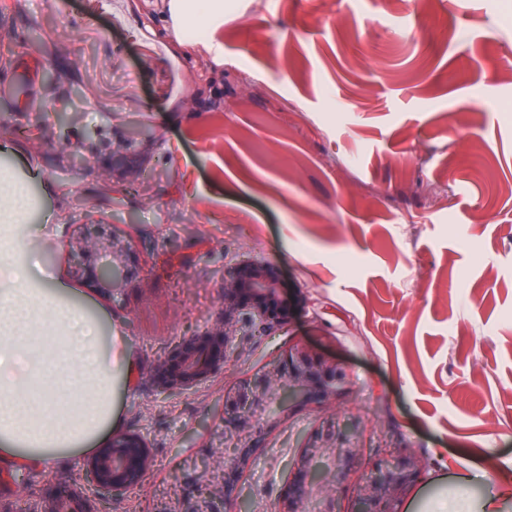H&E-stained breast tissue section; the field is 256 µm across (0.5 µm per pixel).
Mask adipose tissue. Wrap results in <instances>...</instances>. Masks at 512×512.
<instances>
[{
    "label": "adipose tissue",
    "instance_id": "ef3b65f1",
    "mask_svg": "<svg viewBox=\"0 0 512 512\" xmlns=\"http://www.w3.org/2000/svg\"><path fill=\"white\" fill-rule=\"evenodd\" d=\"M31 213L26 181L0 177V464L56 468L94 453L112 410V318L78 304L62 274L15 261Z\"/></svg>",
    "mask_w": 512,
    "mask_h": 512
}]
</instances>
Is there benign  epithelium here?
<instances>
[{"mask_svg": "<svg viewBox=\"0 0 512 512\" xmlns=\"http://www.w3.org/2000/svg\"><path fill=\"white\" fill-rule=\"evenodd\" d=\"M75 265L90 275L93 285L112 295L126 285L121 268L128 246L113 237L83 235L71 241ZM288 323V296L274 267L243 260L224 278V310L210 329L179 340L169 354L150 369L154 388L181 394L224 372L238 353L241 337L262 335ZM349 380L340 364L310 346L296 342L281 352L257 377L224 390V433L248 443L305 405L340 400ZM255 448H239L224 465V482L213 499L224 500L225 512H236L241 484ZM360 449L351 446L346 426L329 423L304 443L293 464V477L279 498L275 512H309L312 496L327 487L341 491L352 480ZM153 448L137 433H123L111 446L88 459L85 480L91 494L83 500L49 493L41 512H102L101 497L121 495L138 485L154 463ZM423 459L414 448L389 453L356 481L351 512H400L406 491L422 476Z\"/></svg>", "mask_w": 512, "mask_h": 512, "instance_id": "benign-epithelium-1", "label": "benign epithelium"}]
</instances>
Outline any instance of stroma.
<instances>
[{
	"mask_svg": "<svg viewBox=\"0 0 512 512\" xmlns=\"http://www.w3.org/2000/svg\"><path fill=\"white\" fill-rule=\"evenodd\" d=\"M208 46L167 0H0V169L31 181L25 244L112 311L123 433L163 467L103 512H194L224 476V391L303 342L346 369L347 395L264 436L247 512H273L300 446L348 426L366 471L415 448L400 512H446L480 450L512 477V0H224ZM153 136L133 142L129 129ZM136 157V179L105 172ZM62 232L43 238L39 215ZM103 227L141 273L107 296L68 252ZM270 263L287 325L245 337L223 374L158 394L148 371L210 327L224 273Z\"/></svg>",
	"mask_w": 512,
	"mask_h": 512,
	"instance_id": "obj_1",
	"label": "stroma"
}]
</instances>
